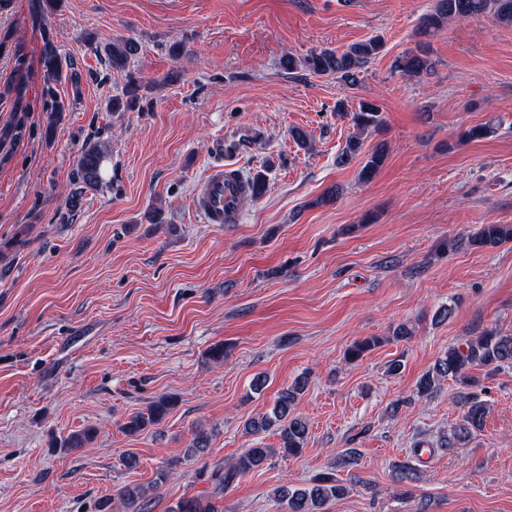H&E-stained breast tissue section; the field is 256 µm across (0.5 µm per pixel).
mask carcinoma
Wrapping results in <instances>:
<instances>
[{"label":"carcinoma","instance_id":"obj_1","mask_svg":"<svg viewBox=\"0 0 512 512\" xmlns=\"http://www.w3.org/2000/svg\"><path fill=\"white\" fill-rule=\"evenodd\" d=\"M489 13L503 25H512V0H436L432 10L421 21L422 33L439 30L453 19H462ZM383 49L382 40L371 37L350 45L343 51L328 48L315 49L309 54L295 58L287 57L283 66L292 71L303 68L315 75H334L348 87H355L360 81L359 73L363 67ZM137 45L130 40L114 43L108 48L112 68L122 70L128 67L135 55ZM41 62L44 68L42 98L49 110L48 122L44 130L46 141H51L56 128L66 111L65 103L58 96L56 86L62 79V58L54 45L47 39L41 50ZM394 68L408 77H418L434 68L429 52L417 46L394 61ZM141 84L131 79L127 82L123 97L112 101V111L124 106L135 107L142 95ZM336 110L351 122L354 132L346 140L344 147L336 156V164L346 165L360 154L363 148V135L382 122L379 106L370 101L358 102L357 110L347 111L344 103L336 104ZM25 121L18 116L14 121L0 127V146L15 145L24 136ZM106 158L104 148L99 144H86L81 147L75 160L74 184L78 185L72 197L82 194L87 188H96L103 181V163ZM386 160V153L376 149L367 156L360 169L359 177L367 182L374 178ZM512 241V224H485L470 239L471 245L478 248L493 249ZM381 344V338L367 336L357 339L348 346L345 358L358 361L368 352ZM504 365H512V336H502L495 331H486L474 340L462 345L448 347L434 363L432 369L418 382V396L428 397L441 387L444 381L452 380L459 385V403L464 409L463 423L455 427L444 445L449 448L463 445L472 432L483 425L488 407L477 399L469 389L476 384L470 370L476 366L497 370ZM308 385V378L300 376L288 387L277 394L273 408L249 419L245 424L246 432L258 436L272 431L280 438V450L284 456H297L302 453L308 436L306 421L294 413L299 397ZM177 406L176 397L168 394L156 397L146 410L133 413L124 424L125 431L134 435L147 427L159 424ZM93 440L89 429L72 433L62 442V447L76 450L86 447ZM276 454V449L267 448L256 442L245 448L225 470H216L213 479L221 488H227L238 475L263 470L268 461ZM149 488L138 483L126 485L120 493L126 512H151L152 499ZM348 487L333 472L321 473L312 482L299 488L282 487L276 491L275 500L286 506L287 512H327L329 504L343 498ZM171 512H221L207 497L184 498L177 502Z\"/></svg>","mask_w":512,"mask_h":512}]
</instances>
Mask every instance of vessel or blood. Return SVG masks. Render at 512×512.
Masks as SVG:
<instances>
[{
    "instance_id": "1",
    "label": "vessel or blood",
    "mask_w": 512,
    "mask_h": 512,
    "mask_svg": "<svg viewBox=\"0 0 512 512\" xmlns=\"http://www.w3.org/2000/svg\"><path fill=\"white\" fill-rule=\"evenodd\" d=\"M246 191L247 182L232 160H222L196 184L192 202L207 223L234 224Z\"/></svg>"
}]
</instances>
